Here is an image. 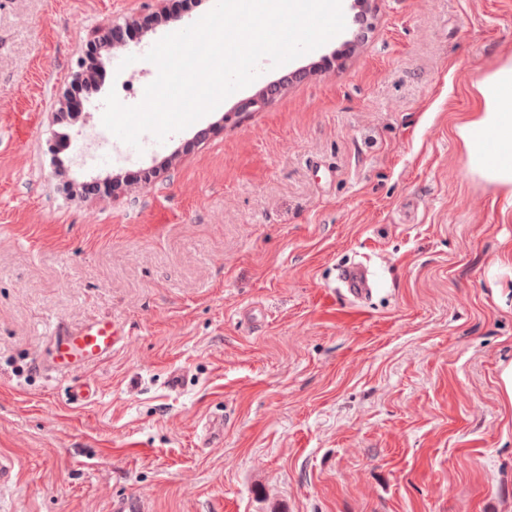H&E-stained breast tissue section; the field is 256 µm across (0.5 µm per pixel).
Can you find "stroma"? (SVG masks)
Masks as SVG:
<instances>
[{"label": "stroma", "mask_w": 512, "mask_h": 512, "mask_svg": "<svg viewBox=\"0 0 512 512\" xmlns=\"http://www.w3.org/2000/svg\"><path fill=\"white\" fill-rule=\"evenodd\" d=\"M212 7L0 0V512H512V190L456 133L512 0H343L188 128L82 156L158 74L120 56ZM96 319L127 342L76 409L33 367ZM338 280L346 288L347 297L353 300L366 298L371 293L368 269L360 264L343 266L339 270Z\"/></svg>", "instance_id": "1"}]
</instances>
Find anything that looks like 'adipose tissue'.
Here are the masks:
<instances>
[{
    "mask_svg": "<svg viewBox=\"0 0 512 512\" xmlns=\"http://www.w3.org/2000/svg\"><path fill=\"white\" fill-rule=\"evenodd\" d=\"M484 110L459 128L472 172L512 187V62L480 78Z\"/></svg>",
    "mask_w": 512,
    "mask_h": 512,
    "instance_id": "obj_1",
    "label": "adipose tissue"
}]
</instances>
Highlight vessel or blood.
<instances>
[{
  "label": "vessel or blood",
  "mask_w": 512,
  "mask_h": 512,
  "mask_svg": "<svg viewBox=\"0 0 512 512\" xmlns=\"http://www.w3.org/2000/svg\"><path fill=\"white\" fill-rule=\"evenodd\" d=\"M338 279L352 299L365 298L371 292L369 272L363 265L342 267ZM124 340L125 336L117 324L109 320L56 328L44 357L37 364L38 371L49 379L62 378L73 369L104 359L122 346Z\"/></svg>",
  "instance_id": "b4317fda"
}]
</instances>
